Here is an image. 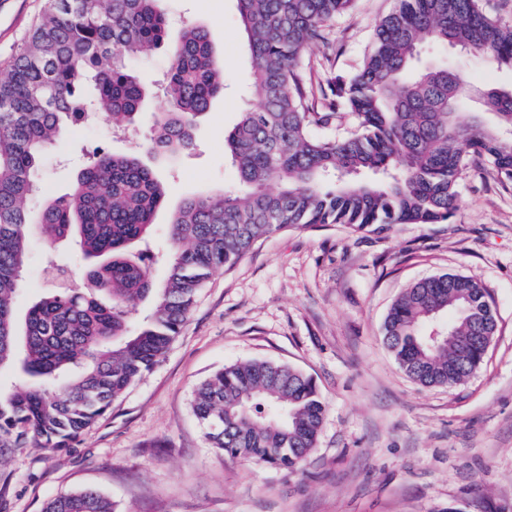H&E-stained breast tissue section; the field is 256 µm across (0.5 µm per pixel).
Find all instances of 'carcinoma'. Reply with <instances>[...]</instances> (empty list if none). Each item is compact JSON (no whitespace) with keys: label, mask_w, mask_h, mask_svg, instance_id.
<instances>
[{"label":"carcinoma","mask_w":512,"mask_h":512,"mask_svg":"<svg viewBox=\"0 0 512 512\" xmlns=\"http://www.w3.org/2000/svg\"><path fill=\"white\" fill-rule=\"evenodd\" d=\"M236 2L253 105L224 146L240 186L181 203L168 224L172 253L161 283L145 260L165 190L139 155L98 153L70 192L38 210L29 201L39 157L62 126L100 115L126 130L139 120L146 88L127 59L166 43V0H91L89 9L47 0L0 81V368L10 364L33 379L26 388H0V448H62L80 436L164 357L212 274L273 232L445 224L473 155L512 180V88L476 90L481 114L468 117L459 112L457 71L419 58L423 44L437 43L512 68V25L487 15L479 0H396L377 22L362 66L334 77L318 98L303 58L327 47L325 27L352 0ZM169 54L166 107L154 114L147 146L160 157L191 151L196 120L224 94V60L209 28L186 29ZM343 112L352 114V130L311 134ZM32 228L49 246L75 242L90 264L20 318L13 303ZM143 302L151 310L139 320L133 312ZM495 331L482 285L443 273L400 295L383 340L414 380L449 386L482 364ZM193 411L215 453L297 472L316 447L326 405L298 369L251 360L210 375ZM45 512L114 507L84 489L52 500Z\"/></svg>","instance_id":"1"}]
</instances>
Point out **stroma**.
Returning a JSON list of instances; mask_svg holds the SVG:
<instances>
[{"label":"stroma","mask_w":512,"mask_h":512,"mask_svg":"<svg viewBox=\"0 0 512 512\" xmlns=\"http://www.w3.org/2000/svg\"><path fill=\"white\" fill-rule=\"evenodd\" d=\"M395 0H354L326 28L331 54L310 62L329 78L354 73ZM45 0H0V79ZM168 14L209 26L224 57V94L197 121L193 151L158 161L146 153L166 48L133 59L150 87L139 123L112 131L103 119L63 130L37 167L31 208L67 192L100 149L137 153L156 168L167 206L155 218L158 249L185 198L236 181L224 134L238 122L249 81L246 34L236 0H166ZM426 61L455 66L469 89L512 85L480 53L424 47ZM445 224L383 232L342 224L274 232L232 269L214 273L161 361L114 401L69 448L0 451V512H45L52 499L91 488L116 512H512V182L472 159ZM81 272L69 245L30 238L18 313L54 283L50 266ZM443 273L479 281L497 315L483 363L452 387L409 378L383 342L394 301L417 280ZM251 359L293 365L327 404L317 446L291 473L214 454L193 414L197 385Z\"/></svg>","instance_id":"obj_1"}]
</instances>
